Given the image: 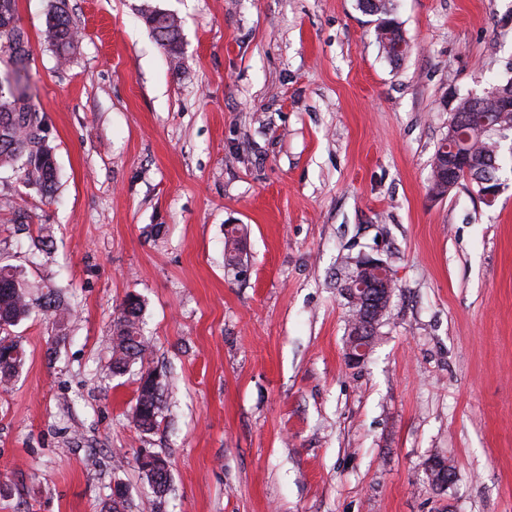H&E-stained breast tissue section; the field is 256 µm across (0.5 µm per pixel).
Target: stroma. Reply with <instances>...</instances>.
<instances>
[{"mask_svg": "<svg viewBox=\"0 0 512 512\" xmlns=\"http://www.w3.org/2000/svg\"><path fill=\"white\" fill-rule=\"evenodd\" d=\"M54 2L17 10L58 181L0 168V266L71 314L12 329L0 512H107L118 484L142 512L145 451L170 462L160 512H512V173L491 207L466 180L429 190L457 96L512 77V0H394L398 62L358 0H68L63 62ZM148 9L178 19L179 58ZM363 255L397 288L351 365L338 284ZM131 294L149 351L118 375ZM144 369L166 375L149 434L129 418ZM45 38L56 47L59 58L66 60L68 52L75 44V32L67 11V0H56L54 10L48 13Z\"/></svg>", "mask_w": 512, "mask_h": 512, "instance_id": "stroma-1", "label": "stroma"}]
</instances>
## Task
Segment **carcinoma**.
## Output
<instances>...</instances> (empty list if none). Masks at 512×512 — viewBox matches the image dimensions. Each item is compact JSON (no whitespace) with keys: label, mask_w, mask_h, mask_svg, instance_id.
Wrapping results in <instances>:
<instances>
[{"label":"carcinoma","mask_w":512,"mask_h":512,"mask_svg":"<svg viewBox=\"0 0 512 512\" xmlns=\"http://www.w3.org/2000/svg\"><path fill=\"white\" fill-rule=\"evenodd\" d=\"M368 3L377 15L394 23L389 41H404L401 28L391 16L390 0H360ZM145 23L172 56L180 54V25L173 15L158 11L143 14ZM46 40L58 51L59 58H66L74 47L75 32L67 11V0H56L54 10L48 13L45 29ZM0 49L7 52L13 64L12 76L0 80V167L9 166L28 185L38 188L45 196L53 193L56 184V167L50 146L46 142V122L32 101L29 92L27 64L31 55L28 33L21 26L15 0H0ZM512 87V78L501 83H491L483 92L478 104L467 95L458 99L455 111L464 115L465 123L456 131L457 137L443 138L431 161V172L443 159L452 154L451 147L467 151L474 162L469 174H461L476 183L482 173L495 162L504 169L506 159L512 160V147L503 151L504 139L512 136V112H499L494 105V93ZM240 228H233L225 242V265L235 270L241 265L239 258L242 237ZM38 307L45 314L61 321L68 315V308L59 292L42 297ZM33 308L24 284L7 266H0V382H12L24 364L26 351L11 333V327L26 318ZM143 302L134 295L127 296L120 314L114 319L112 334V371L124 373L138 360L144 359L149 346L142 334ZM163 412V392L156 385L148 393L137 388L136 402L131 408L134 425L144 434L152 432L159 424ZM153 494L152 506L158 508L162 498L170 491V474L146 475Z\"/></svg>","instance_id":"cac0c4a2"}]
</instances>
